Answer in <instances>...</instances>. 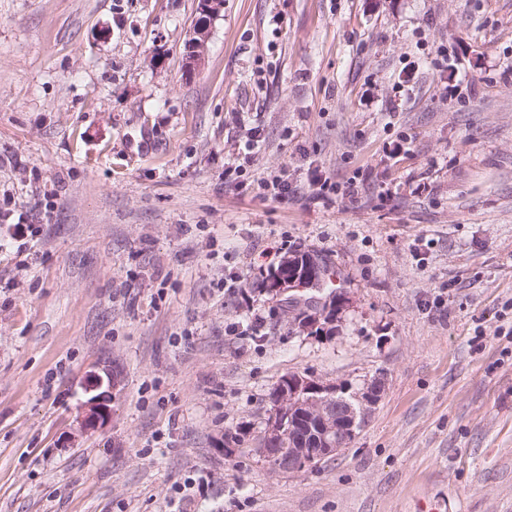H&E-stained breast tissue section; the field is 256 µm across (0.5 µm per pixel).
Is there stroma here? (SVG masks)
Listing matches in <instances>:
<instances>
[{
  "label": "stroma",
  "mask_w": 512,
  "mask_h": 512,
  "mask_svg": "<svg viewBox=\"0 0 512 512\" xmlns=\"http://www.w3.org/2000/svg\"><path fill=\"white\" fill-rule=\"evenodd\" d=\"M197 17L0 0V213L39 228L0 253V512H512V0H224L190 73ZM288 250L335 337L257 291ZM294 372L385 388L274 474ZM312 257L319 266L317 275L308 271L307 260L306 267H303L300 255H288L270 272L267 291L277 299L288 302V326L292 331L310 337H333L341 315L352 304V298L346 288H337L327 297L316 295V292L326 288L328 282V286L333 288L335 273L329 261L320 256L316 259L313 254ZM307 303L312 304L307 307Z\"/></svg>",
  "instance_id": "35a3bbf8"
}]
</instances>
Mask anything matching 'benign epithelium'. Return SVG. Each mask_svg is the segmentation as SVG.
<instances>
[{
	"mask_svg": "<svg viewBox=\"0 0 512 512\" xmlns=\"http://www.w3.org/2000/svg\"><path fill=\"white\" fill-rule=\"evenodd\" d=\"M224 8V0H201L202 20L193 26L187 41L186 66L199 68L209 39L210 19ZM319 272L303 266L302 257L289 255L270 272L268 292L288 302V326L299 335L331 337L337 332L341 315L352 304L345 288L318 297L316 292L335 280L331 263L315 259ZM383 390V381L374 377L365 382L362 391L352 392L342 385L325 384L310 376L294 373L278 389L257 451L275 473H296L317 460L337 455L354 439L367 411L374 406ZM107 416V395L101 394L90 403L84 425L91 429ZM307 428L312 447L281 448L286 434L299 426Z\"/></svg>",
	"mask_w": 512,
	"mask_h": 512,
	"instance_id": "benign-epithelium-1",
	"label": "benign epithelium"
}]
</instances>
